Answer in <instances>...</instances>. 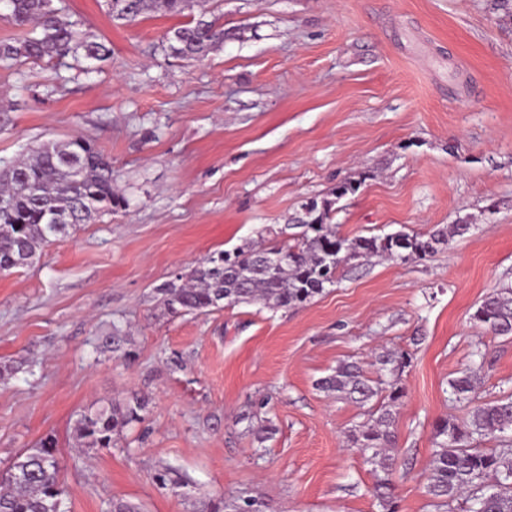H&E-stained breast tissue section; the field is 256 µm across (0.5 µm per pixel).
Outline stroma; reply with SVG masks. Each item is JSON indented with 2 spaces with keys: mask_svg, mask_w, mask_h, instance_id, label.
Masks as SVG:
<instances>
[{
  "mask_svg": "<svg viewBox=\"0 0 512 512\" xmlns=\"http://www.w3.org/2000/svg\"><path fill=\"white\" fill-rule=\"evenodd\" d=\"M112 50L0 67V165L79 135L112 161L125 207L0 273V470L42 438L59 449L66 512H385L370 454L348 440L369 407L319 388L339 362L404 389L395 512H465L427 492L438 419L464 420L450 379L486 359L475 400L512 395V338L472 320L512 285V19L492 0H196L111 20L65 0ZM204 17L226 38L202 60L167 33ZM359 182L330 218L354 238L450 230L412 263L354 260L311 301L171 315L159 288L211 253L292 244L302 206ZM120 334L117 351L100 347ZM406 351L402 373L376 358ZM148 402L111 448L74 425L89 407ZM272 435H263L265 426ZM170 466L183 497L153 481Z\"/></svg>",
  "mask_w": 512,
  "mask_h": 512,
  "instance_id": "stroma-1",
  "label": "stroma"
}]
</instances>
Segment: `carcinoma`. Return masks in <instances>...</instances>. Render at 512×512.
<instances>
[{
  "label": "carcinoma",
  "mask_w": 512,
  "mask_h": 512,
  "mask_svg": "<svg viewBox=\"0 0 512 512\" xmlns=\"http://www.w3.org/2000/svg\"><path fill=\"white\" fill-rule=\"evenodd\" d=\"M11 19L19 26L34 24L33 34L22 40L0 42V65L45 57H81L101 62L112 55L110 48L83 33L54 0H7ZM114 21L132 22L143 13L161 10L182 14L193 0H106ZM224 27L204 18L167 34L172 54L200 59L224 42ZM89 140L75 136L40 146L30 156L3 168L0 196L13 201L12 209L0 211V272L28 266L50 238L65 236L79 224H90L103 213L125 205L113 185L112 162L100 151L86 147ZM360 184L344 181L331 197L313 199L298 218L303 232L290 245H245L229 254L220 251L193 267L188 276H178L159 288L165 310L172 315L205 313L224 305L261 301L269 308L302 304L336 282L337 269L355 259L374 256L402 262L430 257L448 243L442 230L424 237L395 233L384 236L346 238L336 235L327 221L336 200L355 194ZM68 213L60 224H49L45 202ZM472 319L496 336H512V286L487 294ZM380 370L401 371L411 362L407 352L378 356ZM482 366L469 368L448 382L453 399L470 410L459 422L442 418L433 427V459L428 477L429 494L443 503L465 498L466 512H512V395L483 404H473V393ZM382 379L365 378L353 363L341 362L319 387L340 397L366 404L382 392ZM404 396L391 386L387 402L371 413V422L354 429L349 441L372 451L371 462L384 474L376 488L383 505L390 503L396 458L387 453L395 447L397 406ZM147 401L138 396L124 403L99 407L80 414L75 432L86 448H110L115 437L133 423L144 420ZM501 443L485 448L487 441ZM55 440L45 437L24 450L0 474V512H62L63 485ZM153 480L174 492L185 482L170 468L158 470Z\"/></svg>",
  "instance_id": "obj_1"
}]
</instances>
